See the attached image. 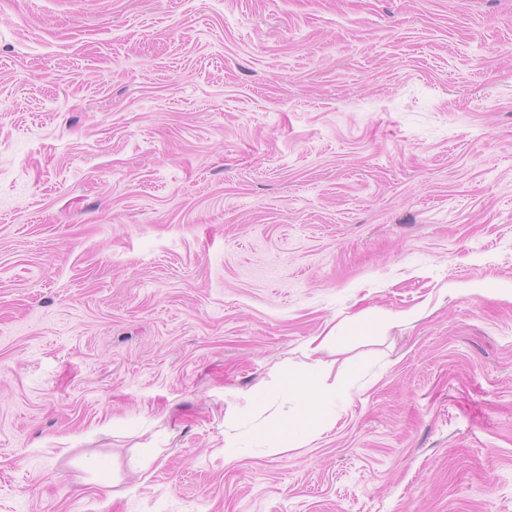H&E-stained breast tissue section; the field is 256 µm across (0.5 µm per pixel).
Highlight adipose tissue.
<instances>
[{
    "label": "adipose tissue",
    "mask_w": 512,
    "mask_h": 512,
    "mask_svg": "<svg viewBox=\"0 0 512 512\" xmlns=\"http://www.w3.org/2000/svg\"><path fill=\"white\" fill-rule=\"evenodd\" d=\"M349 389L346 383L312 386L292 380L286 382L284 390L289 406L279 419L281 446L288 447L321 434L325 429L324 407L336 397L348 394Z\"/></svg>",
    "instance_id": "ef3b65f1"
}]
</instances>
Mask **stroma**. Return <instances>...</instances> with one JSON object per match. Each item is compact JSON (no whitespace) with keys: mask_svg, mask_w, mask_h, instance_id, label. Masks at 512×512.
<instances>
[{"mask_svg":"<svg viewBox=\"0 0 512 512\" xmlns=\"http://www.w3.org/2000/svg\"><path fill=\"white\" fill-rule=\"evenodd\" d=\"M0 512H512V0H0ZM338 327L335 325L329 330L325 331L319 336L310 337L304 344V356L312 360V365L316 366L319 362L318 356L332 340L336 339ZM325 334V335H324ZM324 335V336H323ZM349 389L348 383L312 386L287 380L284 390L287 403L293 407H287L280 415V447L292 446L321 434L326 429L322 421L324 407L336 397L348 394ZM296 412L299 416L295 415Z\"/></svg>","mask_w":512,"mask_h":512,"instance_id":"1","label":"stroma"}]
</instances>
